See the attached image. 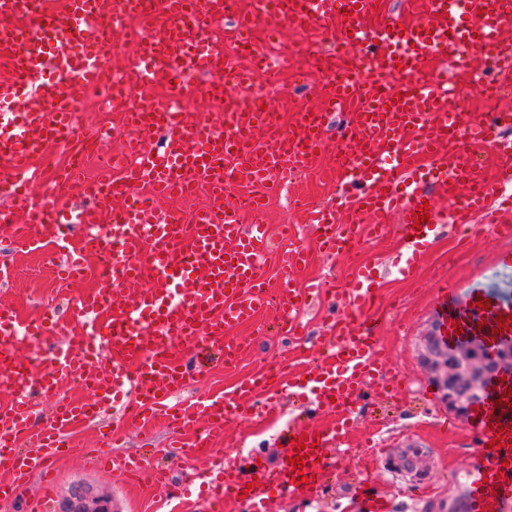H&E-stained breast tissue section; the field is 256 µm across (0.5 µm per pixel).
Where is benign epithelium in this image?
Returning <instances> with one entry per match:
<instances>
[{"mask_svg":"<svg viewBox=\"0 0 512 512\" xmlns=\"http://www.w3.org/2000/svg\"><path fill=\"white\" fill-rule=\"evenodd\" d=\"M424 362L436 374L448 409L465 418L473 404L483 398L488 379L512 369V346L500 349L494 357H483L476 347L446 351L441 338L432 336L425 346ZM59 512H112V498L89 486L75 485Z\"/></svg>","mask_w":512,"mask_h":512,"instance_id":"7a95c632","label":"benign epithelium"}]
</instances>
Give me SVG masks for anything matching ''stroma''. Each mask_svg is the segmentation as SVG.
Instances as JSON below:
<instances>
[{"label":"stroma","instance_id":"1","mask_svg":"<svg viewBox=\"0 0 512 512\" xmlns=\"http://www.w3.org/2000/svg\"><path fill=\"white\" fill-rule=\"evenodd\" d=\"M254 90L267 96L271 105L286 115L291 104L319 103L323 80L311 72L301 78L291 72L272 79L262 74ZM326 167L322 160L309 173L289 176L269 202L266 222L272 229L274 245L266 255L264 272L271 289L282 288L288 278L293 279L295 287L303 288L313 281H341L346 276L349 258L318 249L302 207L306 201L322 204L335 200L340 182L325 177ZM287 240L310 254L306 266L289 274L283 269L281 257L282 244ZM508 247L512 248V236L498 235L488 228L475 233L468 248H458L456 227L447 223L423 262L406 278L395 267L403 249L396 230H388L366 246L361 257L380 265L379 307L389 315L380 338L377 387L365 389L360 397L347 441L340 448L329 449L334 465L320 492L312 497H271L269 512H365L362 500L354 493L360 482L371 494L385 496L391 504L390 512H467L465 472L481 460L482 451L467 424H459L447 433L437 430L438 420L447 415L448 409L441 391L422 366L421 353L425 336L438 324L433 302L443 282H455L460 289L484 287L512 297V268L497 266L494 260L498 250ZM57 261V250H42L37 243L19 248L0 236V263L12 270L10 281L0 284V302L14 307L22 320L41 317L49 310L57 322L54 331L33 344L34 351L43 354L52 351L74 326L76 297L94 287L90 276L78 283L45 281L43 269L55 267ZM345 310L338 298L311 299L300 313L304 327L300 336H287L280 330L285 309L263 311L256 321L230 331L245 346L238 363L227 367L220 361L208 362L198 381L179 394V401L225 394L238 383L265 372L316 368L327 353L328 327L335 315ZM277 400L279 414L275 419L230 420L218 451L230 459L259 452L273 467L286 452L281 432L289 418L320 425L336 420L335 412L310 407L288 391H281ZM173 440L161 420L146 433L113 427L108 416L71 430L66 436V454L48 461L55 481L47 512H57L61 499L79 483L109 492L116 512H207L204 500L185 496L187 486L197 487L208 481L207 461L184 456L181 449L173 447ZM106 446L119 457L148 449L146 466H168L167 486L156 487L147 478L131 485L119 472L100 470L90 462L89 455L92 449ZM411 447L418 449L419 455L413 470L407 472L401 470L399 457Z\"/></svg>","mask_w":512,"mask_h":512}]
</instances>
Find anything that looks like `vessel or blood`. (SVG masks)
I'll use <instances>...</instances> for the list:
<instances>
[{
	"label": "vessel or blood",
	"instance_id": "b4317fda",
	"mask_svg": "<svg viewBox=\"0 0 512 512\" xmlns=\"http://www.w3.org/2000/svg\"><path fill=\"white\" fill-rule=\"evenodd\" d=\"M145 1L156 22L133 34L135 51L123 79L161 80L175 92L162 100L122 95L115 101L123 118V148L116 154L103 151L99 158L105 170L124 162V177L84 184L78 174L57 176L37 167L48 146L65 148L73 133L102 135V127L83 126L74 106L87 86L110 76L113 18L138 15ZM265 2L254 0L253 11L233 13L226 0H63L61 13L48 15L34 0H0V195L11 201L1 212L6 221L0 232L24 245L50 235L62 257L57 274L65 280L79 277L87 259H96L101 266L96 286L75 309L80 316H107L105 323L71 333L50 355L31 361L18 345L48 334L49 317L24 324L0 304V384L8 385L10 395L8 408L0 409V471L9 475L0 481L1 499L14 500L29 473L62 453L69 428L96 420L109 406L140 428L162 416L180 431L205 418L203 435L189 450L195 457L208 454L209 439L223 437L228 419L255 415L260 408L251 384L186 407L170 399L198 374L185 346L217 350L225 365H232L242 346L228 338L227 327L271 307L293 313L306 302L304 289L274 293L266 285L261 261L272 236L263 220V199L287 173L316 161L327 145V114L345 115L334 164L350 186L335 204L308 212L327 253L379 238L392 214L396 231L407 238L397 269L408 277L442 223L466 227L478 213L495 226L512 212V140L501 136L512 125V113L475 116L446 106L455 89L451 71L475 57L482 65L472 73L474 86L490 81L512 88V39L504 35L512 26V0H425L423 20L391 30L368 23L380 0H279L275 19L330 40L318 60L339 55L345 46L359 47L363 70L376 80L368 89L344 79L321 108L296 113L287 128L279 112L266 108L265 96L252 94L250 104L241 106L224 95L219 76L229 63L225 44L199 35L231 17V38L249 49L258 69L278 74L291 67L293 49L279 43L271 57L266 44L251 38L256 22L266 16ZM430 58L442 60L445 71L425 72ZM189 90L223 96L221 125L187 119L181 100ZM421 158L448 206H431L430 220L418 226L413 216L427 198L417 179ZM231 180L249 186L250 195L232 197ZM35 184L53 188V203L32 195ZM77 185L94 200V211L61 200V193ZM201 185L207 202L191 223H179L174 212L161 207V200L193 196ZM247 212L253 216L248 225L242 222ZM71 224L83 228L75 250L64 243ZM372 271L367 263L352 265L346 290L352 312L333 324L328 357L288 381L293 396L334 407L337 415L325 428L305 421L288 428V450H296V437L310 442L304 450L309 483H295L296 472L286 462L271 471L255 461L246 466L216 459L218 479L207 490L210 512L239 502L250 512H266L272 495L310 497L320 491L331 467L328 447L346 435L361 388L380 372L379 336L386 319L374 310ZM144 278L148 287L131 291V284ZM479 297L489 300L490 310L476 306ZM434 307L449 348L476 343L492 354L512 341V332L497 328L499 317L512 315V299L501 294L484 289L462 299L455 285L445 284ZM78 372L88 399H56L60 385ZM510 387L512 372L491 377L484 399L466 419L484 447L481 462L466 472L468 512H512V441L502 440L496 449L490 445L493 419L512 426V407L496 404ZM48 397L55 400L50 424L35 430L33 402ZM95 462L133 480L146 473L160 486L169 480L166 469L146 470L142 460L118 459L104 448L97 449Z\"/></svg>",
	"mask_w": 512,
	"mask_h": 512
}]
</instances>
